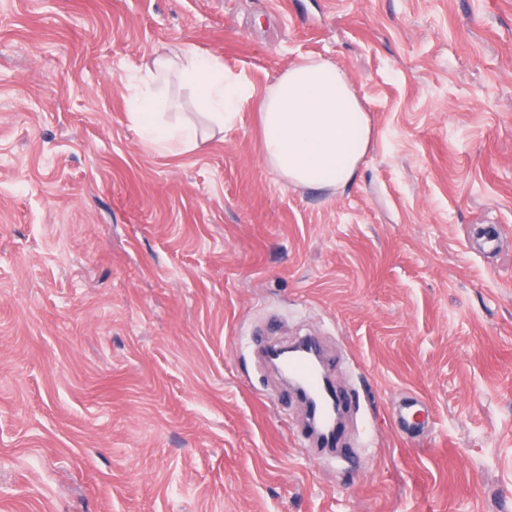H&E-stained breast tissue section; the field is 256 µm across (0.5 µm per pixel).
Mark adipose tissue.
I'll use <instances>...</instances> for the list:
<instances>
[{
  "mask_svg": "<svg viewBox=\"0 0 512 512\" xmlns=\"http://www.w3.org/2000/svg\"><path fill=\"white\" fill-rule=\"evenodd\" d=\"M175 74L193 87L197 106L214 128L232 124L247 102L256 101L262 157L287 182L322 191L345 188L356 178L372 142V127L336 63L300 58L259 97L247 80L228 73L220 60L194 45L157 57L129 79V118L148 144L181 155L197 150L200 136L194 124L170 125L161 119Z\"/></svg>",
  "mask_w": 512,
  "mask_h": 512,
  "instance_id": "adipose-tissue-1",
  "label": "adipose tissue"
}]
</instances>
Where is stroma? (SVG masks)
I'll return each instance as SVG.
<instances>
[{
  "label": "stroma",
  "mask_w": 512,
  "mask_h": 512,
  "mask_svg": "<svg viewBox=\"0 0 512 512\" xmlns=\"http://www.w3.org/2000/svg\"><path fill=\"white\" fill-rule=\"evenodd\" d=\"M185 42L259 91L335 62L354 182L176 79L204 143L146 144L127 77ZM310 334L345 459L261 362ZM0 512H512V0H0Z\"/></svg>",
  "instance_id": "stroma-1"
}]
</instances>
